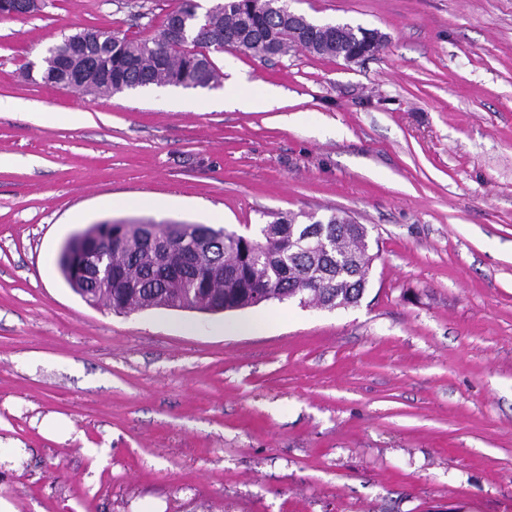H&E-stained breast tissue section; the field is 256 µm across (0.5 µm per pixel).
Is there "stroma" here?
I'll return each mask as SVG.
<instances>
[{"label":"stroma","mask_w":512,"mask_h":512,"mask_svg":"<svg viewBox=\"0 0 512 512\" xmlns=\"http://www.w3.org/2000/svg\"><path fill=\"white\" fill-rule=\"evenodd\" d=\"M179 0L0 19V465L14 512H512V0H289L386 37L347 63L214 54L223 87L86 97L40 62L82 28L153 38ZM311 115L298 128L295 112ZM87 113L85 122L67 114ZM369 231L358 304L118 314L65 283L112 221Z\"/></svg>","instance_id":"stroma-1"}]
</instances>
